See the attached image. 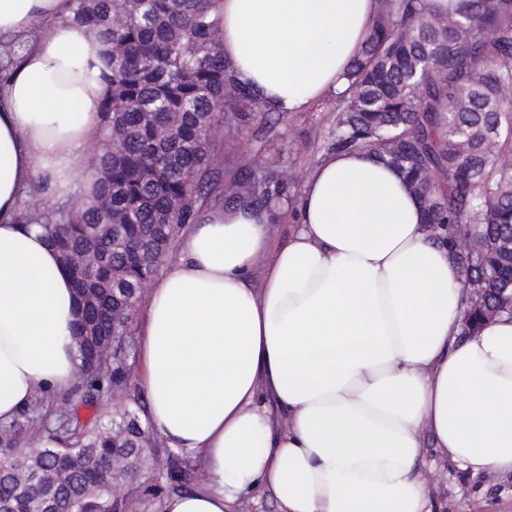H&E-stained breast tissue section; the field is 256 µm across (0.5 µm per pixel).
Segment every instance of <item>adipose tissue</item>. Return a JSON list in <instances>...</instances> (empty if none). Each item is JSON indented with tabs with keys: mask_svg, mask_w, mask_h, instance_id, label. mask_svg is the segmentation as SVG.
Instances as JSON below:
<instances>
[{
	"mask_svg": "<svg viewBox=\"0 0 512 512\" xmlns=\"http://www.w3.org/2000/svg\"><path fill=\"white\" fill-rule=\"evenodd\" d=\"M224 58L263 101L300 112L344 90L376 0H217ZM0 422L76 373V295L20 221L33 184L98 179L106 45L70 0H0ZM288 240L272 211L212 208L147 291L140 385L167 447L203 455L210 488L164 512H440L437 452L512 479V314L465 333V294L415 194L366 151L323 156Z\"/></svg>",
	"mask_w": 512,
	"mask_h": 512,
	"instance_id": "obj_1",
	"label": "adipose tissue"
}]
</instances>
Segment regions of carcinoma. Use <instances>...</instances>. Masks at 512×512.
<instances>
[{
  "label": "carcinoma",
  "instance_id": "obj_1",
  "mask_svg": "<svg viewBox=\"0 0 512 512\" xmlns=\"http://www.w3.org/2000/svg\"><path fill=\"white\" fill-rule=\"evenodd\" d=\"M71 2L72 20L98 28L109 45L112 92L92 150L101 176L63 209L25 202L23 218L43 227L72 274L82 303L77 366L102 342L109 350L66 393L45 391L0 423L5 512H46L50 497L116 512L112 456L136 471L152 432L128 410L88 421L79 407L128 389L138 285L157 275L203 207L267 204L306 177L258 159L224 190V126L242 129L266 105L224 61L215 0ZM345 80L322 152H372L403 175L426 223L457 228L448 249L469 297L468 330L512 313V0H467L445 16L426 0H378ZM475 288L484 290L480 304L470 300ZM46 405L57 424L38 430ZM167 462L175 486L190 480L182 454L167 450Z\"/></svg>",
  "mask_w": 512,
  "mask_h": 512
}]
</instances>
